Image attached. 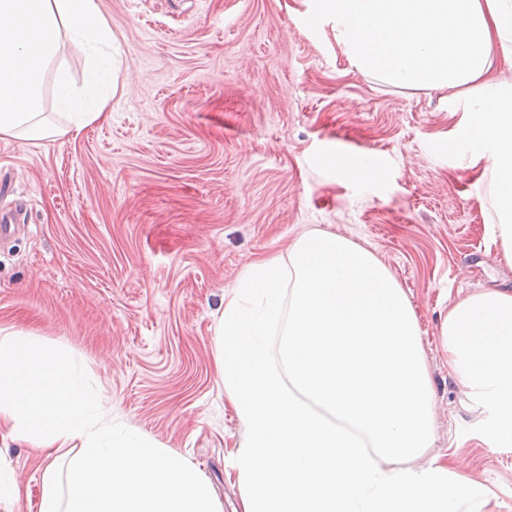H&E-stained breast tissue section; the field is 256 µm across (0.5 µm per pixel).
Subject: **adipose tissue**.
Wrapping results in <instances>:
<instances>
[{"label":"adipose tissue","mask_w":512,"mask_h":512,"mask_svg":"<svg viewBox=\"0 0 512 512\" xmlns=\"http://www.w3.org/2000/svg\"><path fill=\"white\" fill-rule=\"evenodd\" d=\"M313 17L377 81L462 91L496 178L494 230L511 261L512 0H313ZM111 39L96 0H0V139L56 141L74 126L108 121L111 95L89 106L67 89L62 99L77 125L49 119L41 87L65 41ZM441 339L473 411L512 425V291L458 299ZM99 405L77 370L34 336L0 335V440L42 455L39 512H222L185 454L102 424Z\"/></svg>","instance_id":"ef3b65f1"}]
</instances>
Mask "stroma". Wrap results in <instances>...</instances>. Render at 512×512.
<instances>
[{
  "label": "stroma",
  "instance_id": "35a3bbf8",
  "mask_svg": "<svg viewBox=\"0 0 512 512\" xmlns=\"http://www.w3.org/2000/svg\"><path fill=\"white\" fill-rule=\"evenodd\" d=\"M118 70L65 42L43 86L113 93L112 116L57 142L0 140V329L80 370L103 423L186 454L223 512L241 429L215 373L225 291L306 229L370 250L415 310L435 394L432 454L512 512V446L496 445L448 371L440 328L459 296L512 290L494 241L495 178L466 138L458 90L400 88L352 67L312 0H97ZM120 90H113V83ZM38 512L42 472L9 449Z\"/></svg>",
  "mask_w": 512,
  "mask_h": 512
}]
</instances>
